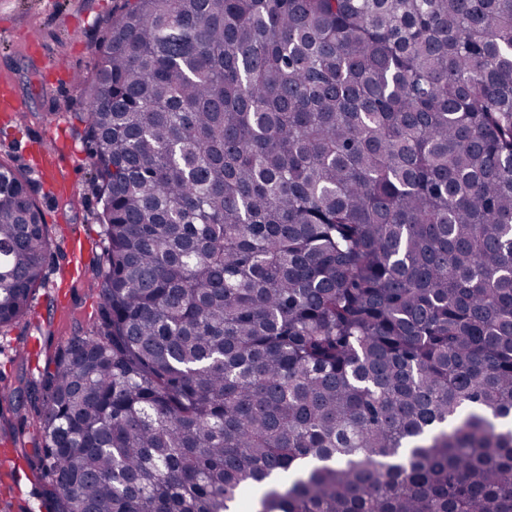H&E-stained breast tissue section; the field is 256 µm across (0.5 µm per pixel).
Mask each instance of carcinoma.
I'll return each instance as SVG.
<instances>
[{
  "mask_svg": "<svg viewBox=\"0 0 512 512\" xmlns=\"http://www.w3.org/2000/svg\"><path fill=\"white\" fill-rule=\"evenodd\" d=\"M52 512H512V0H124ZM51 251L0 162V328Z\"/></svg>",
  "mask_w": 512,
  "mask_h": 512,
  "instance_id": "1",
  "label": "carcinoma"
}]
</instances>
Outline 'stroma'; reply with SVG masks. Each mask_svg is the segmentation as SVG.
Returning a JSON list of instances; mask_svg holds the SVG:
<instances>
[{
	"instance_id": "stroma-1",
	"label": "stroma",
	"mask_w": 512,
	"mask_h": 512,
	"mask_svg": "<svg viewBox=\"0 0 512 512\" xmlns=\"http://www.w3.org/2000/svg\"><path fill=\"white\" fill-rule=\"evenodd\" d=\"M122 0H0V95L19 101L0 111V161L23 173L45 214L52 242L45 279L27 316L0 329V380L11 386L41 376L70 336L88 330L96 303L97 259L106 245L96 220L93 170L83 139L81 78L91 76ZM88 247L81 277L70 278V242ZM37 436H0L28 473L0 488V512H49L35 477Z\"/></svg>"
}]
</instances>
